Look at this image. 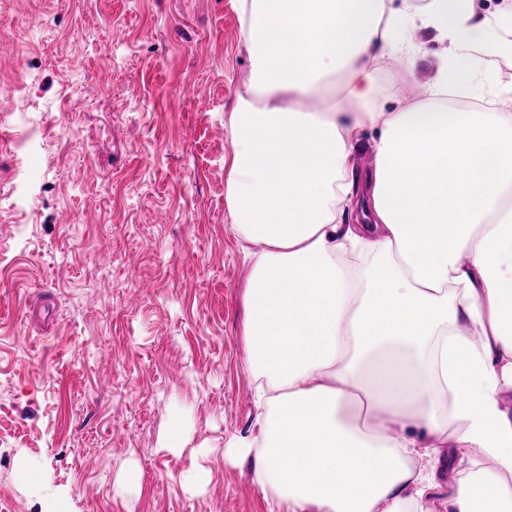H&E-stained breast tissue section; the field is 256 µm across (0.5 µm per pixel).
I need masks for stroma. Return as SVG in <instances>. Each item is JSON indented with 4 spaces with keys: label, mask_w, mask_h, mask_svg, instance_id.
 Instances as JSON below:
<instances>
[{
    "label": "stroma",
    "mask_w": 512,
    "mask_h": 512,
    "mask_svg": "<svg viewBox=\"0 0 512 512\" xmlns=\"http://www.w3.org/2000/svg\"><path fill=\"white\" fill-rule=\"evenodd\" d=\"M414 42L378 65L403 106L443 52ZM251 73L234 0H0V512H272L224 457L257 414L224 130Z\"/></svg>",
    "instance_id": "stroma-1"
}]
</instances>
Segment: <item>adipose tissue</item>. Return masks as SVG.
<instances>
[{
	"label": "adipose tissue",
	"instance_id": "1",
	"mask_svg": "<svg viewBox=\"0 0 512 512\" xmlns=\"http://www.w3.org/2000/svg\"><path fill=\"white\" fill-rule=\"evenodd\" d=\"M236 9L253 69L224 121L226 196L260 246L244 324L259 385L255 428L229 455L285 512H432L436 473L414 458L476 448L448 512H512V110L475 105L478 75L512 54L504 24L473 0ZM418 23L446 45L430 101L386 110L370 61H414ZM335 72L343 98L303 109ZM451 91L473 107L444 104ZM370 130L360 202L350 177ZM361 208L365 223H344Z\"/></svg>",
	"mask_w": 512,
	"mask_h": 512
}]
</instances>
